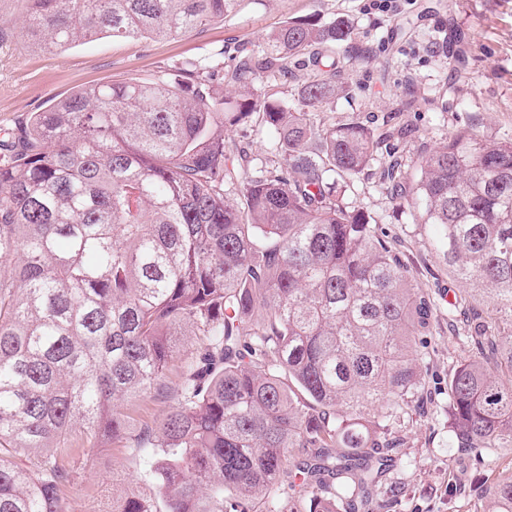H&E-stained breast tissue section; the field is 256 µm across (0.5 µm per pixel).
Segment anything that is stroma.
Returning a JSON list of instances; mask_svg holds the SVG:
<instances>
[{"instance_id":"obj_1","label":"stroma","mask_w":512,"mask_h":512,"mask_svg":"<svg viewBox=\"0 0 512 512\" xmlns=\"http://www.w3.org/2000/svg\"><path fill=\"white\" fill-rule=\"evenodd\" d=\"M369 3L241 0L232 16L175 38L102 36L42 52L23 35L20 0H0V130L90 84L152 80L175 62L219 51L225 66H233L235 48L263 53L268 35L289 19L348 18L353 39L335 50L346 91L324 106V117L354 118L378 131L400 124L410 134L395 141L393 152H380L345 196L401 241L415 287L436 309L420 399L389 425L402 441L392 476L407 490L395 512H475L481 505L478 459L452 444L448 420V376L476 351L474 310L437 254L432 228L390 203L378 184V166L394 156L415 172L421 155L460 130L512 139V0H398L388 11ZM227 135L254 164L272 159L273 137L257 117ZM61 453L73 470L62 494L64 512H109L113 492L146 483L139 453L124 443L80 448L70 442Z\"/></svg>"}]
</instances>
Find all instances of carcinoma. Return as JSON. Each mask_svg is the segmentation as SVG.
<instances>
[{
	"label": "carcinoma",
	"instance_id": "1",
	"mask_svg": "<svg viewBox=\"0 0 512 512\" xmlns=\"http://www.w3.org/2000/svg\"><path fill=\"white\" fill-rule=\"evenodd\" d=\"M38 48L174 37L239 0H23ZM349 22L289 19L271 50L224 70L182 61L155 82L81 88L0 136V512H63L68 464L51 452L122 439L121 402L161 391L175 405L135 438L152 492L108 512H358L392 509L404 487L390 421L421 387L433 304L377 220L336 190L391 139L319 109L345 87L319 48ZM308 56L295 104L258 93ZM228 81L233 98L215 82ZM258 115L274 160L238 172L224 129ZM241 179V200L224 188ZM391 198L434 227L442 260L487 304L483 353L448 377L449 428L464 449L512 456V140L459 131L413 178L380 172ZM195 330L181 352L174 337ZM45 452L23 470L1 451ZM485 512H512V471L481 473Z\"/></svg>",
	"mask_w": 512,
	"mask_h": 512
}]
</instances>
